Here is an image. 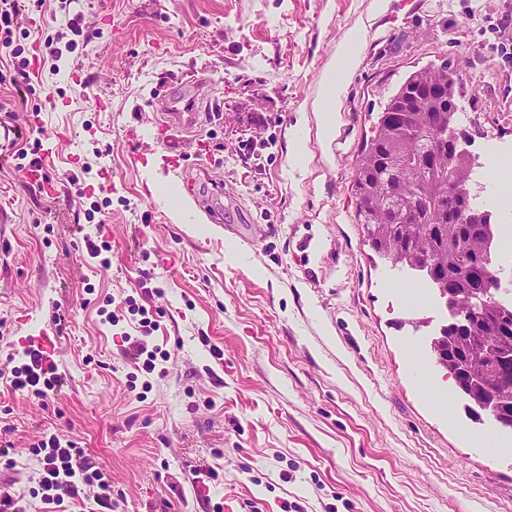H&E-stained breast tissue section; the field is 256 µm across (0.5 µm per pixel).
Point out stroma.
<instances>
[{"label":"stroma","instance_id":"35a3bbf8","mask_svg":"<svg viewBox=\"0 0 512 512\" xmlns=\"http://www.w3.org/2000/svg\"><path fill=\"white\" fill-rule=\"evenodd\" d=\"M72 25L75 49L52 57L45 37ZM354 32L327 135L325 83ZM13 39L0 369L29 363L20 339L43 328L65 383L36 399L0 382L17 461H0V493L47 512L30 447L54 434L103 466L118 512H512V451L449 417L441 368L415 372L434 326L406 323L407 283L364 242L352 193L381 102L430 63L461 74L475 139L512 147V0H46ZM194 75L212 111L203 156L167 150L153 123ZM187 178L207 200L221 183V223L184 201ZM179 200L190 223L172 218ZM92 241L110 244L109 269ZM130 296L156 331L124 319ZM134 342L160 350L158 373L135 370Z\"/></svg>","mask_w":512,"mask_h":512}]
</instances>
